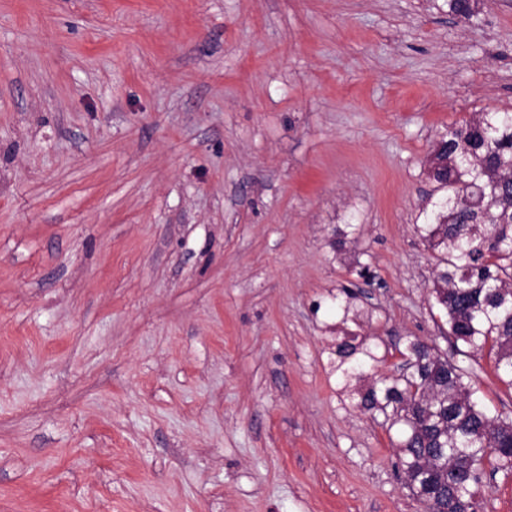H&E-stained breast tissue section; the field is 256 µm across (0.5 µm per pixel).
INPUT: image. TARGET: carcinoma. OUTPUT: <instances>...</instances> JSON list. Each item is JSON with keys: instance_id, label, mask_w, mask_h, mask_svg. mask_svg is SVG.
Returning a JSON list of instances; mask_svg holds the SVG:
<instances>
[{"instance_id": "cac0c4a2", "label": "carcinoma", "mask_w": 512, "mask_h": 512, "mask_svg": "<svg viewBox=\"0 0 512 512\" xmlns=\"http://www.w3.org/2000/svg\"><path fill=\"white\" fill-rule=\"evenodd\" d=\"M448 6L461 20L474 15L472 0ZM427 175L438 197L415 231L435 254L434 307L446 335L472 363L414 338L399 348L406 361L385 374L393 349L345 331L329 368L343 400L395 436L399 471L427 512H477L485 481L512 475V413L490 408L478 388L486 358L512 389V112H477L448 128ZM336 235L340 249L357 242L360 227ZM356 299L349 288L331 297L341 323H358Z\"/></svg>"}]
</instances>
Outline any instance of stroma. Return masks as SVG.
<instances>
[{
  "label": "stroma",
  "mask_w": 512,
  "mask_h": 512,
  "mask_svg": "<svg viewBox=\"0 0 512 512\" xmlns=\"http://www.w3.org/2000/svg\"><path fill=\"white\" fill-rule=\"evenodd\" d=\"M474 11L0 0V512H425L330 295L450 352L427 160L512 112V0Z\"/></svg>",
  "instance_id": "1"
}]
</instances>
